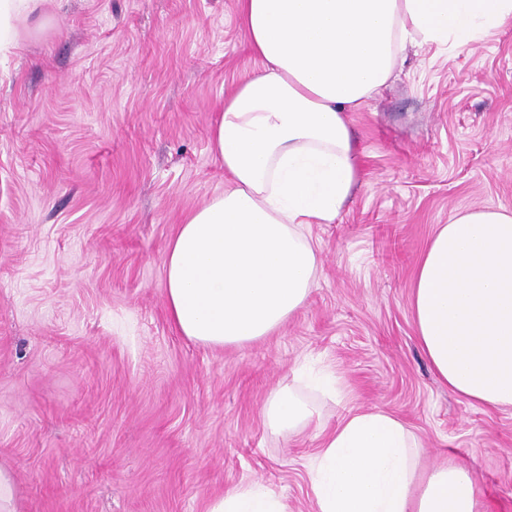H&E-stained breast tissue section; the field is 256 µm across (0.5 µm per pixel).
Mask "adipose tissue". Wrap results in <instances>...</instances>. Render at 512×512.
Masks as SVG:
<instances>
[{"label": "adipose tissue", "mask_w": 512, "mask_h": 512, "mask_svg": "<svg viewBox=\"0 0 512 512\" xmlns=\"http://www.w3.org/2000/svg\"><path fill=\"white\" fill-rule=\"evenodd\" d=\"M45 0H0V52ZM257 71L225 93L210 129L224 191L179 224L165 257L177 332L206 346L269 335L301 309L319 272L314 224H332L358 181L348 115L380 94L408 47L461 49L512 24V0H236ZM411 310L435 376L466 402L512 407V212L479 208L438 225L416 268ZM275 429L310 425L292 390L263 407ZM316 512H483L474 473L419 463L391 412H348L309 464ZM208 512H287L254 482Z\"/></svg>", "instance_id": "adipose-tissue-1"}]
</instances>
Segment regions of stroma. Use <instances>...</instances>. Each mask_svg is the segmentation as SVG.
Here are the masks:
<instances>
[{
	"mask_svg": "<svg viewBox=\"0 0 512 512\" xmlns=\"http://www.w3.org/2000/svg\"><path fill=\"white\" fill-rule=\"evenodd\" d=\"M0 56V464L24 512H207L267 485L315 512L308 465L350 409L383 407L422 461L473 469L512 512V409L463 402L416 338L411 288L451 212L512 210V25L462 52L408 49L349 113L360 178L311 239L305 306L241 346L180 336L165 301L177 224L224 190L209 129L258 63L235 0H69ZM336 375L320 425L262 408L299 366Z\"/></svg>",
	"mask_w": 512,
	"mask_h": 512,
	"instance_id": "obj_1",
	"label": "stroma"
}]
</instances>
